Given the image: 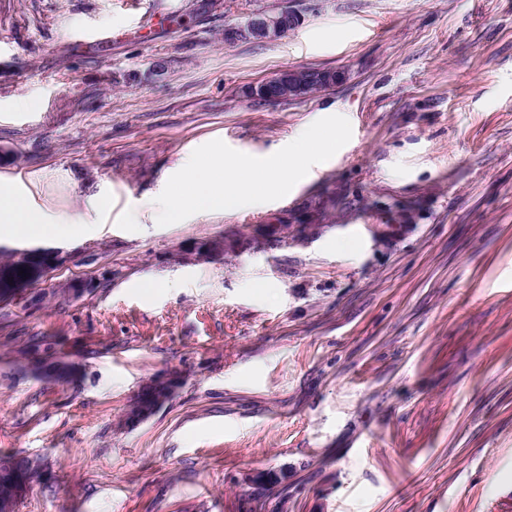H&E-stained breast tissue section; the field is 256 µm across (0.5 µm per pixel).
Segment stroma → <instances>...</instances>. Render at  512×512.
<instances>
[{
  "label": "stroma",
  "mask_w": 512,
  "mask_h": 512,
  "mask_svg": "<svg viewBox=\"0 0 512 512\" xmlns=\"http://www.w3.org/2000/svg\"><path fill=\"white\" fill-rule=\"evenodd\" d=\"M289 68L344 78L247 97ZM331 115L350 141L279 200L145 205L209 141L267 157ZM0 181L89 226L0 238L63 257L0 303V456L41 469L16 512H252L268 470L264 512H512V0H0ZM291 11L284 12L282 15L275 16V17L267 16V15H271V14L262 11L261 13H264L267 15L251 18V20L246 25H242L240 27H238V26L227 27L228 32H229L228 39H227V37L224 36V40H225V42L237 41V40H231V39H229V37H231V36L239 37V35H245L246 29L249 32H252L256 35H259V34L264 35L265 36L264 39H271V38L281 36L285 33H288V31H290L291 28L293 30L296 27H298L301 23V21L298 22V26L294 27L297 24V20H299V18L296 16L297 13L294 10L292 12L296 13V14H292ZM153 386V392L151 401L148 404H145L144 406H140L144 403H146L149 400V396L151 394V387L149 384H145L141 391L138 393L135 401L131 405L128 413H127V422L133 421V416L136 413V409L139 407L138 413L136 415V422L142 421L150 417L154 411L167 399L170 398L173 389H174V381L173 379L167 378L165 380L163 379H157L152 382Z\"/></svg>",
  "instance_id": "1"
}]
</instances>
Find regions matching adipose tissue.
<instances>
[{
    "instance_id": "ef3b65f1",
    "label": "adipose tissue",
    "mask_w": 512,
    "mask_h": 512,
    "mask_svg": "<svg viewBox=\"0 0 512 512\" xmlns=\"http://www.w3.org/2000/svg\"><path fill=\"white\" fill-rule=\"evenodd\" d=\"M81 215L53 220L32 211L10 184L0 183V235L48 239L75 237L82 231Z\"/></svg>"
}]
</instances>
